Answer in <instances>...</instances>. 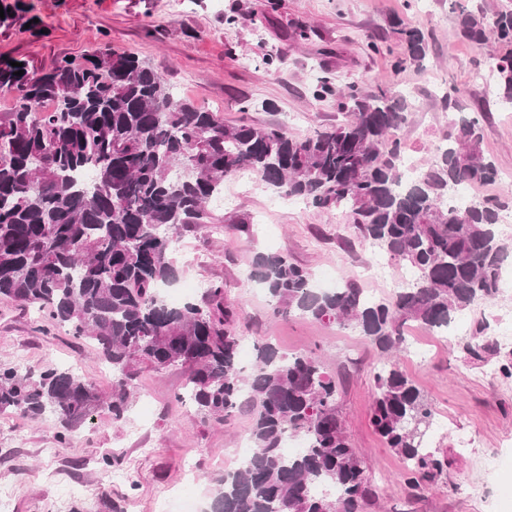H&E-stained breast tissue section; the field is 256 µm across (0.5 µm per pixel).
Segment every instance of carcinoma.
<instances>
[{
	"label": "carcinoma",
	"instance_id": "1",
	"mask_svg": "<svg viewBox=\"0 0 512 512\" xmlns=\"http://www.w3.org/2000/svg\"><path fill=\"white\" fill-rule=\"evenodd\" d=\"M0 6V27L32 11L30 0ZM458 30L477 47L490 39L512 46V7L491 16L463 9ZM397 34L403 62L423 65L425 34L405 27ZM483 66L491 67L489 97L512 106V51ZM320 92L336 93L352 120L295 139L174 99L162 75L133 54L98 50L41 71L0 55V95L13 99L12 111L0 113V297L36 305L74 337L95 341L113 379L103 397L92 380L57 365L38 374L0 369V414L54 417L65 444L97 414L126 422L140 369L185 366L187 392L177 400L219 424L243 410L252 415L254 453L232 482L219 481L208 512H363L375 493L339 414L335 378L313 356L287 355L269 342L255 348L250 369L242 367L222 284L208 286L204 307L160 299L159 288L177 279L173 237L212 223L209 204L224 194V180L250 172L273 191L347 210L365 242L417 274L412 286L377 299L353 282L319 291L307 269L281 254H256L249 272L273 314L335 322L365 337L380 358L373 430L403 458L409 488L442 476L448 460L427 446L436 406L395 354L408 350V323L438 332L497 297L512 250L498 230L508 204L448 205L456 186L496 176L479 117L461 118L405 182L397 132L407 99L335 89L326 79ZM44 103L51 109L41 110ZM466 350L477 360L497 353L485 323ZM289 431L306 440L295 455L284 450Z\"/></svg>",
	"mask_w": 512,
	"mask_h": 512
}]
</instances>
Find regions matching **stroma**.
I'll return each instance as SVG.
<instances>
[{"instance_id":"1","label":"stroma","mask_w":512,"mask_h":512,"mask_svg":"<svg viewBox=\"0 0 512 512\" xmlns=\"http://www.w3.org/2000/svg\"><path fill=\"white\" fill-rule=\"evenodd\" d=\"M32 2L46 36L30 37L20 21L0 27V54L43 69L104 46L132 53L149 62L176 96L221 112L228 123L274 125L296 139L351 118L335 97L318 96L317 79L325 75L367 95L392 90L406 96L413 109L399 136L422 164L453 129L456 114L444 101L452 95L466 112H487L482 147L497 176L476 184V192L512 203V109L489 102L474 82L477 61L492 48L459 36L448 0ZM230 15L231 25L225 22ZM401 23L425 33L423 67L403 63L396 33ZM224 194L231 204H210L215 224L182 234L173 288L197 303L203 286L223 283L243 345L270 342L286 354H311L335 376L346 433L376 491L364 512H512V377L500 370L512 362V346L500 347L485 364L469 362L463 352L464 336L477 322L493 333L512 325V261L505 264L498 297L459 317L460 336L446 344L424 336L427 361L403 360L448 421L447 431L429 435L430 447L448 457L446 472L433 485L412 490L401 479V457L370 424L377 351L354 328L274 315L269 297L249 277L257 253H280L312 276L330 274L340 285L352 281L380 298L393 290L398 267L388 266L382 280L366 275L379 252L362 242L345 210L273 193L248 172L225 180ZM243 222L252 226V237L238 232ZM51 363L93 380L103 394L112 392V372L94 341L74 338L36 306L0 297V368L19 365L36 374ZM187 376L180 365L141 371L126 423L94 417L66 444L57 440L54 418L0 415V493L10 496L13 512H71L78 504L103 512L106 498L120 512H158L163 501L185 491L206 500L212 478L238 467L235 450L251 415L240 412L224 425L202 420L193 403L177 399ZM488 457L502 459V467L481 471Z\"/></svg>"}]
</instances>
